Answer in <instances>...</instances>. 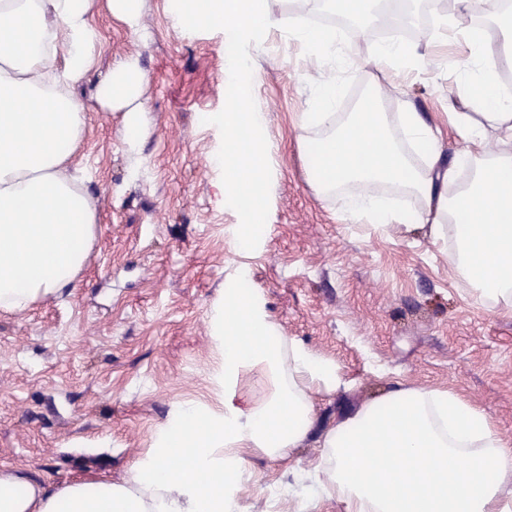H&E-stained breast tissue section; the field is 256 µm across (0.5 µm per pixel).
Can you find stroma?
<instances>
[{"label": "stroma", "mask_w": 512, "mask_h": 512, "mask_svg": "<svg viewBox=\"0 0 512 512\" xmlns=\"http://www.w3.org/2000/svg\"><path fill=\"white\" fill-rule=\"evenodd\" d=\"M447 12L448 0H386L365 29L321 14V26L349 46L350 63L336 73L337 111H352L363 95L370 43L391 19L415 41L433 38ZM145 24L146 43L95 15L93 76L138 56L148 124L132 160L120 114L75 91L85 112L77 161L99 199L98 224L63 296L0 312V469L22 466L48 484L130 476L172 411L207 398L217 361L208 313L242 267L283 332L338 364L347 386L319 399L320 423L400 384L447 386L512 437V315L465 297L428 239L344 224L309 186L293 121L320 77L309 48L277 28L255 57L253 96L273 150L272 221L255 250L238 252V215L225 207L212 163L221 135L207 122L224 106V33L175 29L167 0H147ZM447 96V82L413 73L386 108L409 104L437 122ZM316 455L309 442L287 463L252 457V477L238 492L242 512L258 501L293 512L279 478Z\"/></svg>", "instance_id": "1"}]
</instances>
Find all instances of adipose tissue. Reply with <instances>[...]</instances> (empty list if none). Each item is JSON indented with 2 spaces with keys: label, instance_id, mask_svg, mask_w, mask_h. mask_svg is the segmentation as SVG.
I'll return each mask as SVG.
<instances>
[{
  "label": "adipose tissue",
  "instance_id": "ef3b65f1",
  "mask_svg": "<svg viewBox=\"0 0 512 512\" xmlns=\"http://www.w3.org/2000/svg\"><path fill=\"white\" fill-rule=\"evenodd\" d=\"M145 0H0V310L20 312L62 293L83 268L98 209L73 174L85 132L88 87L122 115L136 146L144 129L147 78L138 57L91 81L99 32L93 10L144 36ZM292 36L325 74L296 121L314 193L343 221L382 234L423 232L443 244L462 292L512 313V9L500 0H458L461 17L439 21L443 43L464 41L449 59L458 102L448 125L426 123L412 106L390 112L400 76L437 67L430 45H373L376 69L353 111L336 109L334 72L349 61L335 29L318 26L310 0H295ZM463 142L445 161L447 133ZM486 253L474 261L472 250ZM240 275L224 284L210 315L217 364L211 397L180 405L130 478L86 477L61 485L27 470L0 471V512H240L237 492L250 458L287 460L316 438L311 469L284 490L296 512L338 502L344 512H512V437L477 404L438 387H396L318 428L315 403L344 381L335 361L284 335ZM192 448L182 463L183 448Z\"/></svg>",
  "mask_w": 512,
  "mask_h": 512
}]
</instances>
